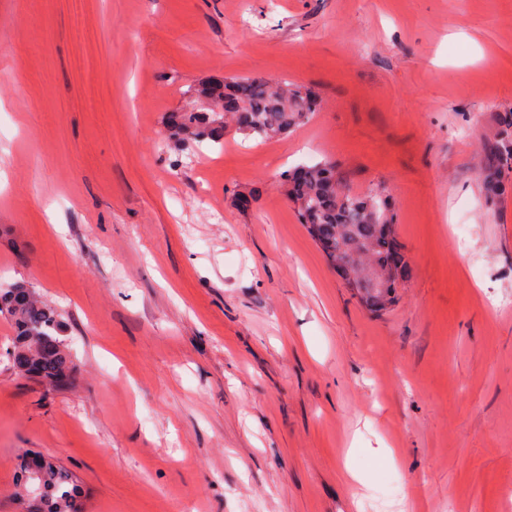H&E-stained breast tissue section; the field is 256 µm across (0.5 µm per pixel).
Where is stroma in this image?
<instances>
[{"instance_id":"1","label":"stroma","mask_w":512,"mask_h":512,"mask_svg":"<svg viewBox=\"0 0 512 512\" xmlns=\"http://www.w3.org/2000/svg\"><path fill=\"white\" fill-rule=\"evenodd\" d=\"M227 76L310 88L261 141L170 138ZM0 284L65 325L51 388L0 316V512L17 457L79 512H512V0H0ZM381 187L411 276L370 311L281 181ZM488 190V198L498 199L512 177V138L502 137L488 146L483 167ZM28 453L22 455L18 464V496L28 502H32L31 494L39 496V503L33 508L37 512H78L76 504L82 491L73 473L48 457L46 466L39 474L42 459L38 455H30L27 458V465L29 470L37 476L25 478L24 458Z\"/></svg>"}]
</instances>
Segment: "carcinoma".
Segmentation results:
<instances>
[{
    "mask_svg": "<svg viewBox=\"0 0 512 512\" xmlns=\"http://www.w3.org/2000/svg\"><path fill=\"white\" fill-rule=\"evenodd\" d=\"M197 94L209 98L213 108L206 112H176L169 127L184 141H217L224 135V123L231 118L246 135L271 140L288 134L316 110L314 93L303 86H282L262 78L231 77L218 89L203 86ZM488 198L495 200L512 177V138L502 137L488 146L483 167ZM300 223L319 243L331 262L359 255L355 276H377L388 266L393 272L386 281L389 301L393 291L410 276L401 253L386 200L379 189L358 195L336 180L332 167L312 165L306 178L296 170L283 174ZM0 314L7 315L14 327L13 366L18 372L29 362L37 366L38 381L61 388L67 385L75 365L67 352L64 325L57 311L40 301L24 283L0 288ZM18 496L28 500L40 497L35 512H77L82 491L73 473L53 459L42 472L25 477V462L18 464Z\"/></svg>",
    "mask_w": 512,
    "mask_h": 512,
    "instance_id": "cac0c4a2",
    "label": "carcinoma"
}]
</instances>
